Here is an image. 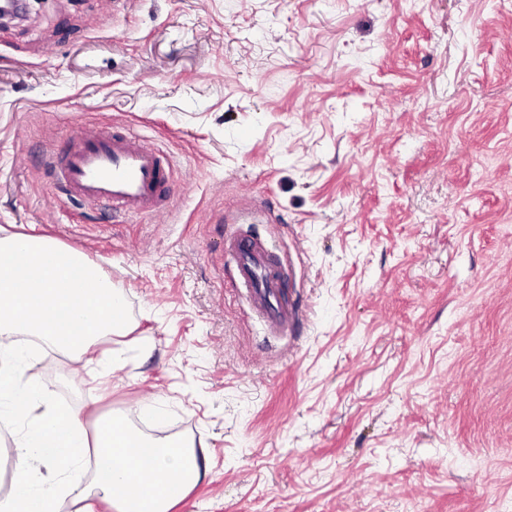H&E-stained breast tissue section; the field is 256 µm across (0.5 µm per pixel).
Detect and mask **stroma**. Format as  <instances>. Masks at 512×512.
I'll return each mask as SVG.
<instances>
[{"instance_id":"stroma-1","label":"stroma","mask_w":512,"mask_h":512,"mask_svg":"<svg viewBox=\"0 0 512 512\" xmlns=\"http://www.w3.org/2000/svg\"><path fill=\"white\" fill-rule=\"evenodd\" d=\"M85 124L171 154L166 213L60 192L43 158ZM251 201L268 221L226 223ZM0 228L111 275L128 335L26 375L85 428L202 446L172 512H512L502 0H31L0 26ZM228 232L287 257L288 335L227 276Z\"/></svg>"}]
</instances>
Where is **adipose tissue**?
<instances>
[{
	"instance_id": "ef3b65f1",
	"label": "adipose tissue",
	"mask_w": 512,
	"mask_h": 512,
	"mask_svg": "<svg viewBox=\"0 0 512 512\" xmlns=\"http://www.w3.org/2000/svg\"><path fill=\"white\" fill-rule=\"evenodd\" d=\"M26 354L0 350V419L26 421L13 452L21 463L36 462L46 474L22 472L0 495V512H56L55 494L82 503V512H96L97 503L115 512H170L205 479L193 443L148 440L124 428L117 417H102L87 432L75 414L56 406L50 391L36 382L20 383ZM94 458L89 483L69 480V470Z\"/></svg>"
}]
</instances>
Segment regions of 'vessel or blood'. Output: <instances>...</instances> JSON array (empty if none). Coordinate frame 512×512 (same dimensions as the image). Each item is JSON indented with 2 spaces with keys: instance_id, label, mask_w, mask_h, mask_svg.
<instances>
[{
  "instance_id": "1",
  "label": "vessel or blood",
  "mask_w": 512,
  "mask_h": 512,
  "mask_svg": "<svg viewBox=\"0 0 512 512\" xmlns=\"http://www.w3.org/2000/svg\"><path fill=\"white\" fill-rule=\"evenodd\" d=\"M45 164L65 194L106 202L127 214L156 212L174 174L167 152L105 127L80 131L62 156L47 157ZM224 253L252 311L271 332L285 334L297 318L294 308L277 298L288 282L287 262L258 237L228 236Z\"/></svg>"
}]
</instances>
